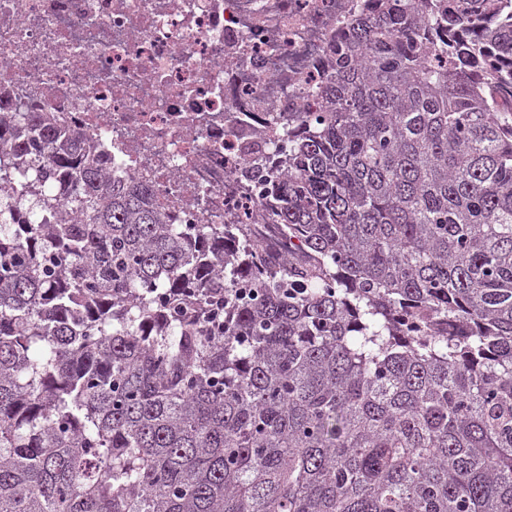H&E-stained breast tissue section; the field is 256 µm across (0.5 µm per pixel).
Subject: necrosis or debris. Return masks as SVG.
<instances>
[{"mask_svg":"<svg viewBox=\"0 0 512 512\" xmlns=\"http://www.w3.org/2000/svg\"><path fill=\"white\" fill-rule=\"evenodd\" d=\"M370 0H0V94L100 144L173 224H244L268 265L288 241L248 173Z\"/></svg>","mask_w":512,"mask_h":512,"instance_id":"obj_1","label":"necrosis or debris"}]
</instances>
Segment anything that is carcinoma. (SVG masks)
Wrapping results in <instances>:
<instances>
[{
  "mask_svg": "<svg viewBox=\"0 0 512 512\" xmlns=\"http://www.w3.org/2000/svg\"><path fill=\"white\" fill-rule=\"evenodd\" d=\"M388 2L253 168L282 267L0 107V512H512V0Z\"/></svg>",
  "mask_w": 512,
  "mask_h": 512,
  "instance_id": "carcinoma-1",
  "label": "carcinoma"
}]
</instances>
